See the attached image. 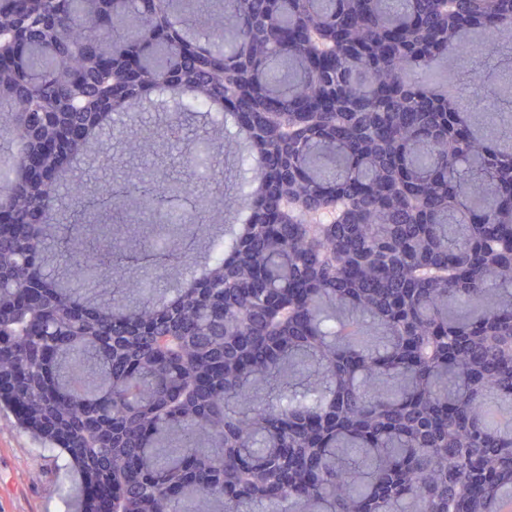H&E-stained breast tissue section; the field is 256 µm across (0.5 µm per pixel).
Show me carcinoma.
Listing matches in <instances>:
<instances>
[{
	"mask_svg": "<svg viewBox=\"0 0 512 512\" xmlns=\"http://www.w3.org/2000/svg\"><path fill=\"white\" fill-rule=\"evenodd\" d=\"M0 405L81 512H498L512 499V0H0ZM453 56L468 97L421 75ZM240 139L234 226L157 180L66 222L98 114ZM74 126L88 130L75 140ZM46 153L33 172L25 161ZM193 167L210 162L182 152ZM191 287H153L174 261Z\"/></svg>",
	"mask_w": 512,
	"mask_h": 512,
	"instance_id": "carcinoma-1",
	"label": "carcinoma"
}]
</instances>
